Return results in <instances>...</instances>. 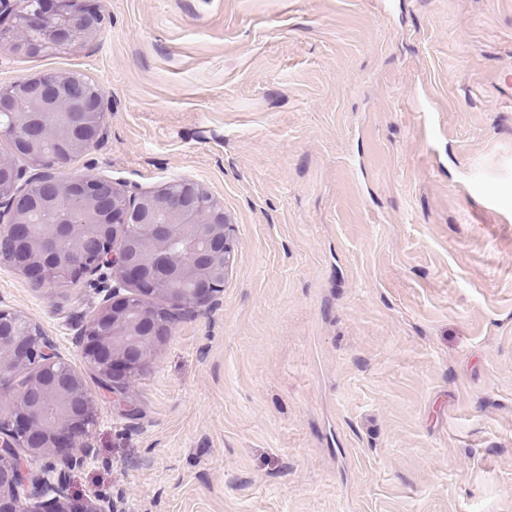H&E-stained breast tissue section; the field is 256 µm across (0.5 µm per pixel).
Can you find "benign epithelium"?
<instances>
[{
	"label": "benign epithelium",
	"instance_id": "obj_1",
	"mask_svg": "<svg viewBox=\"0 0 512 512\" xmlns=\"http://www.w3.org/2000/svg\"><path fill=\"white\" fill-rule=\"evenodd\" d=\"M0 0V48L33 53L69 49L76 36L95 45L102 15L90 0ZM30 103L25 112L11 102ZM66 114L73 145L84 152L103 133V89L75 76L41 72L0 87V139L15 141L28 128L40 136ZM20 168L0 156V243L15 252L13 267L35 288L90 281L102 295L74 344L87 372L74 369L44 328L0 307V512H115L112 498L94 492L76 506L69 472L91 456V429L101 395L125 407L130 385L182 319L202 314L223 292L234 259L224 204L199 185L172 181L131 192L92 173L62 177L69 156L32 155ZM76 188L85 197L81 224H43L31 215L46 208L41 193ZM180 241V250L169 248ZM28 380L20 385L15 373ZM96 389H91L88 380ZM41 461L40 473L26 461ZM53 493L41 499L43 487Z\"/></svg>",
	"mask_w": 512,
	"mask_h": 512
}]
</instances>
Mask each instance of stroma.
<instances>
[{
	"label": "stroma",
	"instance_id": "1",
	"mask_svg": "<svg viewBox=\"0 0 512 512\" xmlns=\"http://www.w3.org/2000/svg\"><path fill=\"white\" fill-rule=\"evenodd\" d=\"M103 139L65 169L224 203L234 261L120 410L75 502L117 512H512V0H95ZM100 297L0 264L72 339Z\"/></svg>",
	"mask_w": 512,
	"mask_h": 512
}]
</instances>
